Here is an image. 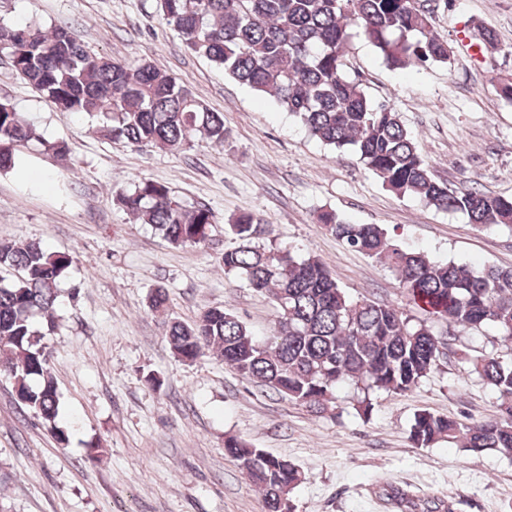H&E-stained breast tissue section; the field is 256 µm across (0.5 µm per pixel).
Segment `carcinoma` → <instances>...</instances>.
<instances>
[{
	"instance_id": "carcinoma-1",
	"label": "carcinoma",
	"mask_w": 512,
	"mask_h": 512,
	"mask_svg": "<svg viewBox=\"0 0 512 512\" xmlns=\"http://www.w3.org/2000/svg\"><path fill=\"white\" fill-rule=\"evenodd\" d=\"M164 19L192 53L299 118L311 136L336 149L351 148L359 162L399 196L411 195L437 209L461 212L482 228L512 224V198L478 188L457 192L439 181L398 113L372 100L345 69L351 30L362 32L392 69L451 61L448 42L434 35L429 12L418 0H158ZM0 57L61 112L99 120V132L131 145L182 150L199 138L224 146V115L211 111L176 77L146 62L130 65L96 53L66 26L0 23ZM39 140L43 151L64 157L63 141L40 137L8 100L0 99V172L21 163V147ZM116 200L142 224L173 245L206 240L213 215L188 207L167 186L143 181ZM319 221L349 247L395 272L408 301L448 327L492 325L512 345V268L475 271L439 261L398 243L378 224H351L325 211ZM242 244L224 252V273L241 276L277 307L272 333L257 338L233 312L211 308L191 323L174 322L167 333L172 353L194 362L210 353L238 375L321 414L335 392L352 385L402 395L440 366L448 343L403 310L368 298L352 300L326 264L314 255L296 259L253 240L265 234L260 220L243 215L230 224ZM73 257L39 242L0 239V372L13 381L19 401L65 440L56 426L59 397L36 319L55 327L58 284ZM472 371L497 394L498 413L466 422L417 411L411 442L430 447L461 441L472 453L512 456V358L482 354ZM225 452L263 492L267 512L303 481L292 462L229 437Z\"/></svg>"
}]
</instances>
